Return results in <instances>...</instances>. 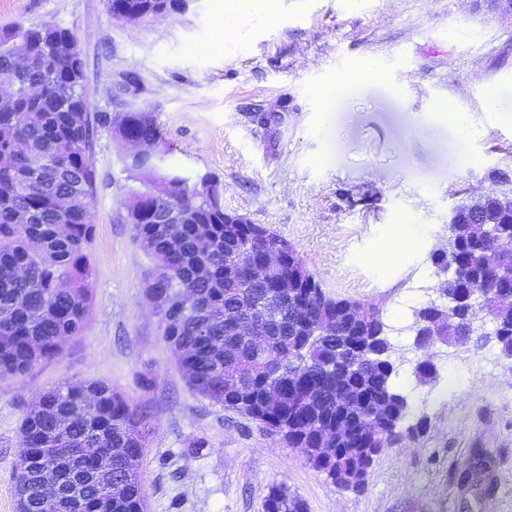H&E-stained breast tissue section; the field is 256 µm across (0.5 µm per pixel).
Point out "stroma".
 <instances>
[{
  "label": "stroma",
  "instance_id": "35a3bbf8",
  "mask_svg": "<svg viewBox=\"0 0 512 512\" xmlns=\"http://www.w3.org/2000/svg\"><path fill=\"white\" fill-rule=\"evenodd\" d=\"M13 21L74 34L92 111L150 110L171 166L215 179L225 211L286 240L331 294L379 305L394 381L427 428L382 453L363 489L340 488L280 435L192 391L145 295L155 261L127 215L126 145L102 129L89 316L58 356L0 377V512H18L24 415L86 381L151 416L137 462L146 512H264L274 485L307 512H512V361L493 317L477 314L478 350L416 347L414 325L439 298L430 255L453 206L498 191L512 169V21L484 0H278L276 20L254 17L229 43L224 0L145 23L112 18L106 0H0V24ZM400 230L416 251L379 261ZM424 360L428 383L414 372ZM479 457L494 491L463 495L458 473Z\"/></svg>",
  "mask_w": 512,
  "mask_h": 512
}]
</instances>
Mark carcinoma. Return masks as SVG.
Here are the masks:
<instances>
[{"label": "carcinoma", "mask_w": 512, "mask_h": 512, "mask_svg": "<svg viewBox=\"0 0 512 512\" xmlns=\"http://www.w3.org/2000/svg\"><path fill=\"white\" fill-rule=\"evenodd\" d=\"M180 0H107L124 5L140 21L152 20L165 7L175 12ZM27 64L18 66L19 48ZM0 77L12 91L0 98V376L25 373L34 364L56 357L63 339L85 328L91 304L89 260L95 225L89 207L96 191L93 138L97 129L131 132L159 130L149 112H127L112 121L110 112H90L84 65L77 37L67 30L21 23L0 26ZM169 147L151 162H127L142 179L128 192L126 204L137 239L156 259L145 292L167 288L174 297L191 300L189 309L171 308L160 317L162 336L172 348L188 386L199 395L258 422L297 448L307 462L341 488L363 486L375 459L426 428V418L408 422L406 398L395 388L382 310L333 296L311 274L299 252L267 233L263 224H226L224 206L213 197L214 186L188 189L186 177L167 165ZM171 185V201L142 199L143 186ZM512 185L502 195L460 201L462 223L448 229L447 247L431 254L436 271L456 269L452 288L463 304L450 313L431 302L416 313L417 344L439 341L482 347L483 335H463L469 310L480 305L493 315L502 354H512V308L502 305L501 292L512 293V253L491 249L489 225L512 234ZM210 236L205 251L196 247L198 228ZM235 240L252 249L282 245L288 262L279 272L293 283L300 303L287 300L278 277L251 279L248 260L228 252ZM265 301L273 314L255 325L270 342L259 357L240 336L250 303ZM331 315L336 328L311 335L310 327ZM436 335L423 338L424 325ZM246 374L242 392L226 391L225 376ZM288 393L283 404L267 401L268 389ZM333 429L326 458L314 448L315 425ZM147 415L130 407L101 382L61 384L44 393L20 426L23 447L32 460L18 467L16 491L22 512H41L39 502L59 498V489L38 475L39 460L50 457L64 473L98 471L95 481L73 485L84 502L83 512H140L145 492L128 462L142 452ZM97 448L101 468L85 458ZM460 488L487 496L493 491L489 463L482 470L466 466ZM265 512H305L301 499L273 486Z\"/></svg>", "instance_id": "carcinoma-1"}]
</instances>
